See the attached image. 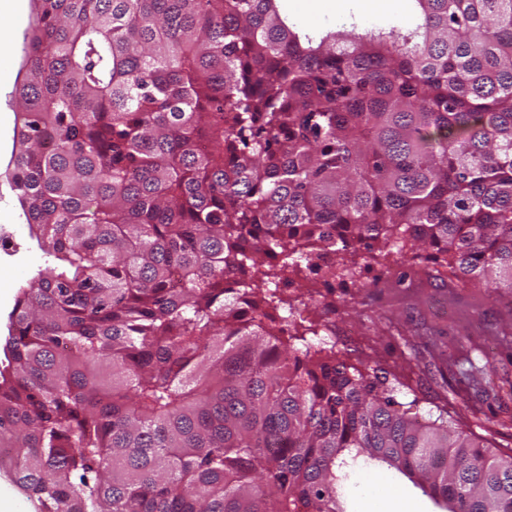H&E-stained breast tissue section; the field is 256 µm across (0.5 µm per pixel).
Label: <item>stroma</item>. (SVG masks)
I'll list each match as a JSON object with an SVG mask.
<instances>
[{
  "label": "stroma",
  "mask_w": 512,
  "mask_h": 512,
  "mask_svg": "<svg viewBox=\"0 0 512 512\" xmlns=\"http://www.w3.org/2000/svg\"><path fill=\"white\" fill-rule=\"evenodd\" d=\"M46 257L21 234L14 255L0 261V340L18 290ZM350 272L325 281L292 275L287 317L315 329L338 358L365 374L397 378L400 402L444 410L453 427L493 451H512V290L466 284L437 274L431 260L386 250L376 258L346 255ZM412 512H439L405 477L384 465L352 472L338 485L345 512H386L395 493Z\"/></svg>",
  "instance_id": "1"
}]
</instances>
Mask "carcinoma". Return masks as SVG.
Masks as SVG:
<instances>
[{
    "label": "carcinoma",
    "instance_id": "1",
    "mask_svg": "<svg viewBox=\"0 0 512 512\" xmlns=\"http://www.w3.org/2000/svg\"><path fill=\"white\" fill-rule=\"evenodd\" d=\"M278 2L33 0L0 178L54 262L9 315L0 448L40 512H345L358 464L512 512V455L274 316L300 262L395 243L512 289V0L364 34Z\"/></svg>",
    "mask_w": 512,
    "mask_h": 512
}]
</instances>
